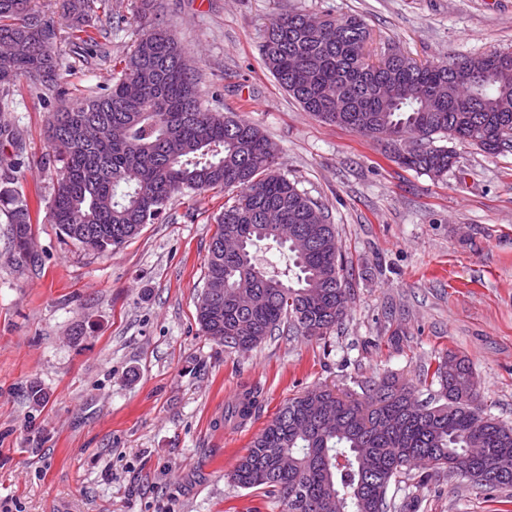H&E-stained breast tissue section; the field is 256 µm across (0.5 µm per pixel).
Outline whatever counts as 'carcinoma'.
<instances>
[{"instance_id": "cac0c4a2", "label": "carcinoma", "mask_w": 512, "mask_h": 512, "mask_svg": "<svg viewBox=\"0 0 512 512\" xmlns=\"http://www.w3.org/2000/svg\"><path fill=\"white\" fill-rule=\"evenodd\" d=\"M72 38L83 44L90 0H66ZM307 15L285 12L267 27L265 68L302 109L324 122L393 146L400 166L439 178L456 164L446 142L512 151V52L419 64L364 61L367 24L349 15L329 42ZM121 76L108 92L53 113L48 163L57 170L49 223L104 253L164 215L171 200L215 188L231 193L209 245L196 306L201 332L224 347L253 348L284 323L321 339L342 324L349 271L338 230L323 208L279 171L277 147L254 123L202 108L198 76L157 16L142 12ZM56 22L36 0H0V44L26 52L0 58V87L28 78L56 87ZM21 153L0 160V213L19 259L31 255V203L14 187ZM271 241L288 267L255 255ZM419 389L386 378L362 399L316 388L288 399L251 441L231 482L277 493L284 512H392V481L426 466L422 481L459 477L487 491L512 488V425L485 413L473 369L449 354L422 373ZM253 392L226 411L242 419Z\"/></svg>"}]
</instances>
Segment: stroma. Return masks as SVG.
Returning <instances> with one entry per match:
<instances>
[{"instance_id": "35a3bbf8", "label": "stroma", "mask_w": 512, "mask_h": 512, "mask_svg": "<svg viewBox=\"0 0 512 512\" xmlns=\"http://www.w3.org/2000/svg\"><path fill=\"white\" fill-rule=\"evenodd\" d=\"M205 107L261 127L281 170L327 208L353 272L349 315L325 339L281 329L254 349L204 336L196 305L224 192L172 200L158 223L109 255L64 238L33 211V258L0 216V512H283L234 486L238 456L289 398L316 386L362 397L388 375L417 379L465 356L487 413L512 423V152L457 146L434 180L382 143L328 125L283 90L258 48L286 11L362 18L369 60L391 48L437 63L512 50V0H160ZM139 0H95V48L59 38V97L18 79L0 96V156L22 149L18 188L50 198L53 112L111 86L139 34ZM44 391L41 403L29 396ZM259 393L247 426L225 421ZM393 489L416 512H512V494L454 478Z\"/></svg>"}]
</instances>
